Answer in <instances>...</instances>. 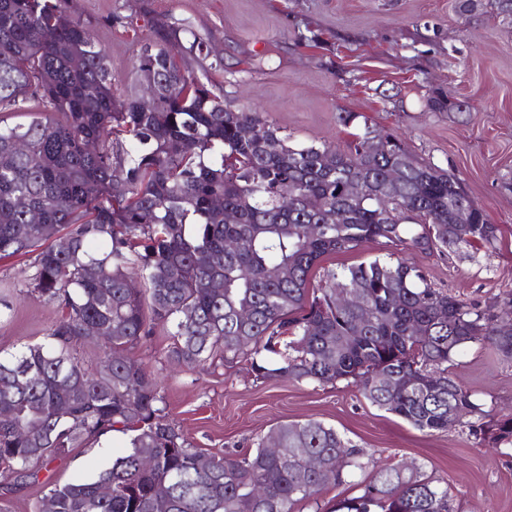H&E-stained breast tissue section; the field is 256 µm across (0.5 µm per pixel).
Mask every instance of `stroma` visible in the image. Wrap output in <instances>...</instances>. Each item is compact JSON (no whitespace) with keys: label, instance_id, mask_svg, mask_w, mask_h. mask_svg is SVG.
I'll return each mask as SVG.
<instances>
[{"label":"stroma","instance_id":"obj_1","mask_svg":"<svg viewBox=\"0 0 512 512\" xmlns=\"http://www.w3.org/2000/svg\"><path fill=\"white\" fill-rule=\"evenodd\" d=\"M65 10L105 46L116 91L135 77L138 33L116 18L158 17L190 26L205 38L224 71L217 86L232 109L261 112L293 142L346 147L364 123L398 136L419 161L454 174L463 190L500 228L493 246L444 254L406 255L379 240L324 258L322 268L381 258H411L428 283L461 299L512 308V25L487 13H463L455 0H63ZM467 102L464 112H433L434 92ZM357 113L350 126L338 115ZM32 256L0 259V283L10 286L11 315L0 320V356L43 342L55 318L31 293ZM169 337L141 342L130 355L158 375L170 420L205 453L256 447L271 428L316 419L332 426L375 461L417 464L447 487L455 512H512V447L492 451L468 428L422 432L363 398L346 380L333 385L256 379L244 361L207 370L168 362ZM491 413L512 411V359L481 344L462 348L451 369ZM114 432L57 459L48 475L64 484L111 464L125 446ZM374 474L366 468L325 486L296 512H334L360 495Z\"/></svg>","mask_w":512,"mask_h":512}]
</instances>
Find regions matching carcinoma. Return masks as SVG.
Masks as SVG:
<instances>
[{"label": "carcinoma", "mask_w": 512, "mask_h": 512, "mask_svg": "<svg viewBox=\"0 0 512 512\" xmlns=\"http://www.w3.org/2000/svg\"><path fill=\"white\" fill-rule=\"evenodd\" d=\"M484 7L512 24V0H458L463 12ZM151 29L118 97L106 50L57 0H0V258L35 254L28 285L57 312L47 342L0 358V467L35 480L73 449L124 434L126 451L95 478L50 484L54 512H153L158 498L169 512H294L365 468L361 451L314 419L272 429L276 454L263 438L199 467L157 382L128 356L159 333L176 363L240 359L260 379L351 380L420 431L455 418L493 448L512 445V413L489 417L448 375L469 343L512 358V329L490 310L404 260L327 269L310 289L325 257L379 239L419 252L490 246L498 228L483 207L367 122L342 150L292 145L262 113L224 111L211 77L171 57L183 35L207 56L205 40L161 20ZM30 102L42 117L4 120ZM428 107L468 109L439 93ZM218 198L232 220L216 214ZM338 288L357 300L338 303ZM89 324L110 329L96 372L72 353L93 341ZM311 456L332 479L308 468ZM334 512L452 509L448 489L419 468L384 463Z\"/></svg>", "instance_id": "carcinoma-1"}]
</instances>
